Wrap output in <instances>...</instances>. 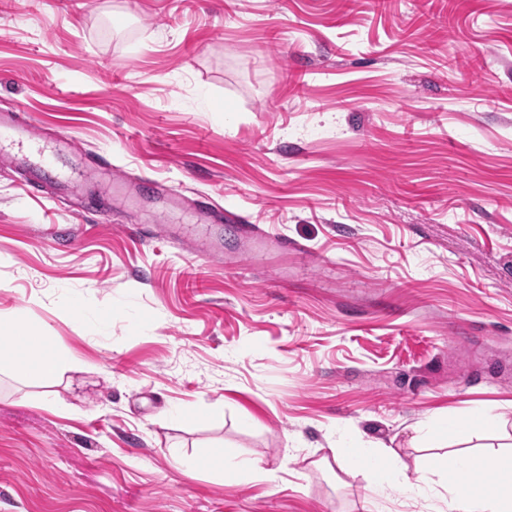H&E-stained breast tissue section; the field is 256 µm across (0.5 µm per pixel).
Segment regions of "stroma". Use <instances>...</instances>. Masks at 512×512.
Segmentation results:
<instances>
[{
  "instance_id": "1",
  "label": "stroma",
  "mask_w": 512,
  "mask_h": 512,
  "mask_svg": "<svg viewBox=\"0 0 512 512\" xmlns=\"http://www.w3.org/2000/svg\"><path fill=\"white\" fill-rule=\"evenodd\" d=\"M1 108L84 176L0 167V311L81 365L0 379V512H363L338 441L512 421V0H0ZM243 238L251 243L259 244L265 248H273L279 251L301 250L305 248L293 244L288 238L273 234L263 224H238Z\"/></svg>"
}]
</instances>
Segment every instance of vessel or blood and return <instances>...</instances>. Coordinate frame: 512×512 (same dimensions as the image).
Wrapping results in <instances>:
<instances>
[{
    "instance_id": "obj_1",
    "label": "vessel or blood",
    "mask_w": 512,
    "mask_h": 512,
    "mask_svg": "<svg viewBox=\"0 0 512 512\" xmlns=\"http://www.w3.org/2000/svg\"><path fill=\"white\" fill-rule=\"evenodd\" d=\"M5 151L35 179L62 182L65 167L62 147L43 144L31 123L11 110L0 112V153ZM226 218L239 222L243 238L251 243L283 252L293 247L286 237L273 234L265 225L240 223L238 214L232 212L227 213Z\"/></svg>"
}]
</instances>
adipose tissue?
<instances>
[{"label":"adipose tissue","mask_w":512,"mask_h":512,"mask_svg":"<svg viewBox=\"0 0 512 512\" xmlns=\"http://www.w3.org/2000/svg\"><path fill=\"white\" fill-rule=\"evenodd\" d=\"M0 329L7 331L12 341L11 350L0 358L1 373L50 386L69 369L68 358L51 345L43 328L24 323L18 315L6 314L0 316ZM332 454L349 464L367 466L379 483L387 481L399 464L397 453L390 448L373 452L344 445L333 449ZM480 458L462 449L451 451L445 468H418L414 480L406 482L404 488L416 492L436 484L442 486L448 494L449 512H512V457L500 462L499 482L479 490L474 479Z\"/></svg>","instance_id":"1"}]
</instances>
